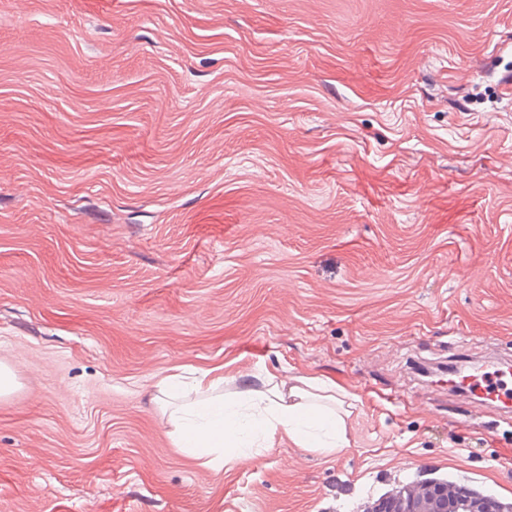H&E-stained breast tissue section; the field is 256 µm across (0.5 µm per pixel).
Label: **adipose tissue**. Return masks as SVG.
<instances>
[{"instance_id":"1","label":"adipose tissue","mask_w":512,"mask_h":512,"mask_svg":"<svg viewBox=\"0 0 512 512\" xmlns=\"http://www.w3.org/2000/svg\"><path fill=\"white\" fill-rule=\"evenodd\" d=\"M156 400L168 414L178 447L215 467L224 464L226 443L251 448L277 431L302 447L321 451L347 443L341 401L332 384L315 377L299 378L287 388L276 382L267 391L233 404L225 401L213 382L196 385L190 394L163 382Z\"/></svg>"}]
</instances>
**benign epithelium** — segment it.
I'll list each match as a JSON object with an SVG mask.
<instances>
[{"instance_id": "benign-epithelium-1", "label": "benign epithelium", "mask_w": 512, "mask_h": 512, "mask_svg": "<svg viewBox=\"0 0 512 512\" xmlns=\"http://www.w3.org/2000/svg\"><path fill=\"white\" fill-rule=\"evenodd\" d=\"M512 512V506L482 495L466 485L429 481L407 488L378 504L369 512Z\"/></svg>"}]
</instances>
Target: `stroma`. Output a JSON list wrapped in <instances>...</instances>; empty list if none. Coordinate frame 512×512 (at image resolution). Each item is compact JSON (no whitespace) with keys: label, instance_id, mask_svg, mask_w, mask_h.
<instances>
[{"label":"stroma","instance_id":"stroma-1","mask_svg":"<svg viewBox=\"0 0 512 512\" xmlns=\"http://www.w3.org/2000/svg\"><path fill=\"white\" fill-rule=\"evenodd\" d=\"M512 0H0V512L512 503ZM335 384L221 468L156 385ZM408 494L405 496V494ZM381 512H510L511 504L482 495L466 485L429 481L407 488L377 505Z\"/></svg>","mask_w":512,"mask_h":512}]
</instances>
